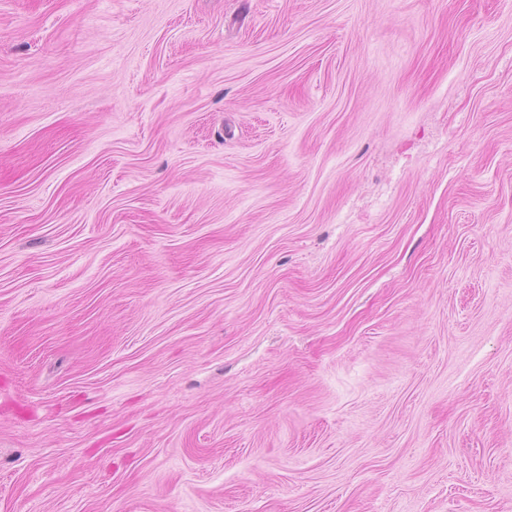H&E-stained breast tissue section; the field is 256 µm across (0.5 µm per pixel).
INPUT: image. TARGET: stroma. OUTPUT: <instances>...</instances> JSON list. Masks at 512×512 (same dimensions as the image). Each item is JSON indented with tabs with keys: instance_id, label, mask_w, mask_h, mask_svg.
<instances>
[{
	"instance_id": "1",
	"label": "stroma",
	"mask_w": 512,
	"mask_h": 512,
	"mask_svg": "<svg viewBox=\"0 0 512 512\" xmlns=\"http://www.w3.org/2000/svg\"><path fill=\"white\" fill-rule=\"evenodd\" d=\"M0 512H512V0H0Z\"/></svg>"
}]
</instances>
